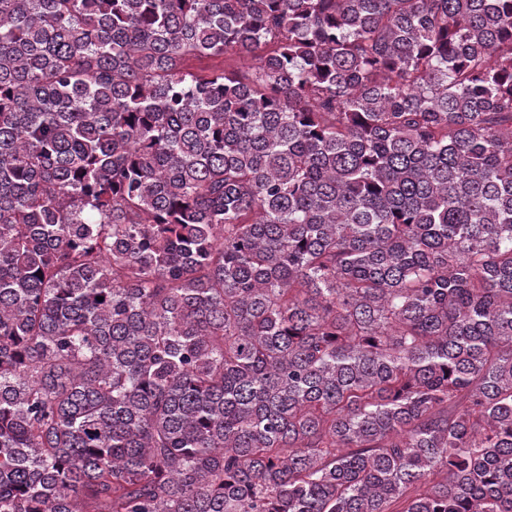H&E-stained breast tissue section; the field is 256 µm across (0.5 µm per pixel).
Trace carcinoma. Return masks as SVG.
Instances as JSON below:
<instances>
[{"label": "carcinoma", "mask_w": 512, "mask_h": 512, "mask_svg": "<svg viewBox=\"0 0 512 512\" xmlns=\"http://www.w3.org/2000/svg\"><path fill=\"white\" fill-rule=\"evenodd\" d=\"M0 512H512V0H0Z\"/></svg>", "instance_id": "obj_1"}]
</instances>
